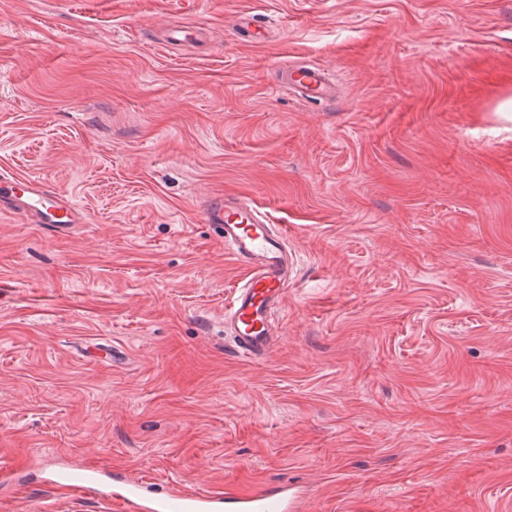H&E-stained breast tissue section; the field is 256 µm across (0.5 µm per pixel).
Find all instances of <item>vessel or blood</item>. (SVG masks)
I'll use <instances>...</instances> for the list:
<instances>
[{
  "label": "vessel or blood",
  "mask_w": 512,
  "mask_h": 512,
  "mask_svg": "<svg viewBox=\"0 0 512 512\" xmlns=\"http://www.w3.org/2000/svg\"><path fill=\"white\" fill-rule=\"evenodd\" d=\"M285 80L306 98L322 101L329 88L320 68L298 65L286 70ZM6 192L18 210L34 214L41 224H78L82 211L68 197L43 189L36 181H10ZM202 221L220 225L224 248L250 270L224 310V330L235 352L248 359L264 358L276 345L273 312L294 277L295 259L282 230L268 224L259 210L225 196L205 205ZM142 486L126 481L113 494L110 512H304L305 502L291 485H259L249 490L228 488L207 494L160 492L144 498Z\"/></svg>",
  "instance_id": "1"
}]
</instances>
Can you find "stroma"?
Wrapping results in <instances>:
<instances>
[{
    "instance_id": "stroma-1",
    "label": "stroma",
    "mask_w": 512,
    "mask_h": 512,
    "mask_svg": "<svg viewBox=\"0 0 512 512\" xmlns=\"http://www.w3.org/2000/svg\"><path fill=\"white\" fill-rule=\"evenodd\" d=\"M510 102L512 0H0V174L85 213H0V512H105L116 472L512 512ZM227 194L297 256L262 361L200 221ZM284 73L286 84L289 83L301 89L306 98L323 101L329 96V88L320 68L298 65L292 69H286Z\"/></svg>"
}]
</instances>
